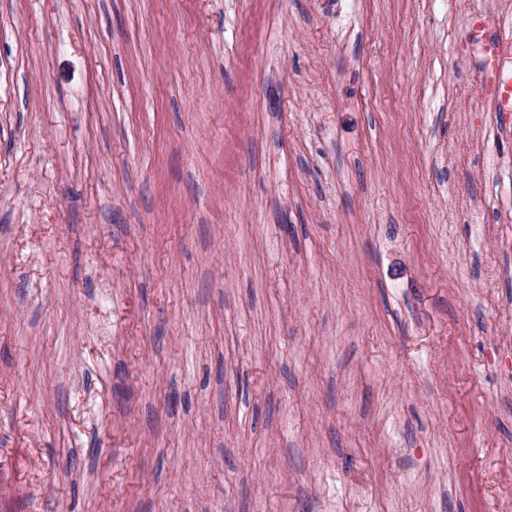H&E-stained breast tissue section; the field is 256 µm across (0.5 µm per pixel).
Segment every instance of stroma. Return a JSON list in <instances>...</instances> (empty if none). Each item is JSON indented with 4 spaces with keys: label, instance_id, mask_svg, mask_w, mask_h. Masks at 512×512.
Wrapping results in <instances>:
<instances>
[{
    "label": "stroma",
    "instance_id": "35a3bbf8",
    "mask_svg": "<svg viewBox=\"0 0 512 512\" xmlns=\"http://www.w3.org/2000/svg\"><path fill=\"white\" fill-rule=\"evenodd\" d=\"M512 0H0V512H512ZM473 44L477 53L482 57L485 69L489 75L498 79L497 98L499 111H512V94H510V90H512V73L505 68L506 63L511 64V61L508 60L510 58L507 55L499 52L500 50L507 53L508 45L499 39L495 42L497 47L487 41L478 39L474 40Z\"/></svg>",
    "mask_w": 512,
    "mask_h": 512
}]
</instances>
